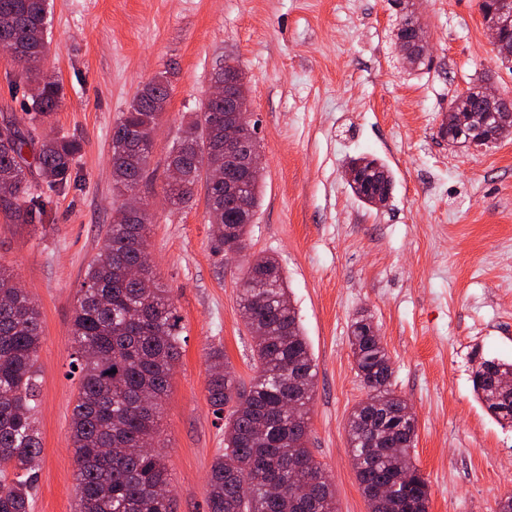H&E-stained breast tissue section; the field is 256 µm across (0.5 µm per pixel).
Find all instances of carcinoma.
<instances>
[{
    "label": "carcinoma",
    "instance_id": "cac0c4a2",
    "mask_svg": "<svg viewBox=\"0 0 512 512\" xmlns=\"http://www.w3.org/2000/svg\"><path fill=\"white\" fill-rule=\"evenodd\" d=\"M49 0H0V50L26 57L31 66L15 82L28 89L21 128L11 120L0 126V202L20 224H43L46 199L64 191L81 150L69 136L35 134L36 125L58 111L60 82L42 71L48 41ZM169 98L165 76L146 85L130 102L112 135V182L124 195L147 174L157 121ZM461 100L457 114L441 129L451 144L468 145L462 115L473 106ZM222 101L202 104L182 129L166 158L181 172L167 188L170 204H188L197 183L206 181L212 251L217 256L246 249L248 225L224 208V183L208 182L209 170L224 169ZM32 160L18 162L24 152ZM361 164L357 198L371 207L390 197L393 177L376 159ZM35 167L40 182L28 183ZM148 218L119 208L105 232L99 257L92 260L78 291L71 325L70 366L79 374L70 439L74 448L76 512H173L164 456L142 444L158 432L159 410L171 372L181 356L180 317L170 290L154 283L144 256ZM140 269L150 288L131 274ZM274 274L275 287L253 301V289H240V307L254 336L258 375L249 387L237 384L224 350L210 351L209 400L214 413H227L224 452L210 467L207 512H337L333 485L306 446L316 378L307 341L295 308L288 304L287 282L276 258L252 255L242 281L258 273ZM370 318L351 325L350 344L357 376L368 389L350 413L347 443L369 512H428L429 486L414 464L416 421L407 402L391 389L392 370ZM41 313L35 299L0 265V512H30L42 452L35 417L39 384ZM512 377V362L482 358L472 370L477 397L498 420L512 424V390L500 380ZM407 477V492L389 488L397 470ZM309 474L319 476L315 495L296 507L293 489ZM279 493L270 494V479Z\"/></svg>",
    "mask_w": 512,
    "mask_h": 512
}]
</instances>
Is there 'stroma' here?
<instances>
[{
    "instance_id": "obj_1",
    "label": "stroma",
    "mask_w": 512,
    "mask_h": 512,
    "mask_svg": "<svg viewBox=\"0 0 512 512\" xmlns=\"http://www.w3.org/2000/svg\"><path fill=\"white\" fill-rule=\"evenodd\" d=\"M428 64L394 45L392 0H50L44 68L63 85L45 131L77 138L76 185L52 195L45 226L0 205V263L39 305V477L30 512H75L69 435L78 380L69 376L77 291L122 202L112 133L137 92L166 74L139 195L147 252L170 289L186 345L161 406L173 512H207L208 474L224 448L209 402V353L220 346L241 386L257 374L239 307L244 258L214 256L205 184L187 206L166 196L165 157L198 111L224 58L245 75L263 155L248 253L273 255L316 363L307 446L329 475L337 512H369L346 423L367 397L349 336L371 316L392 389L417 425L413 461L429 512H497L512 493V427L472 389V359L512 361V135L479 150L440 135L448 105L472 84L512 98V65L495 55L479 0H418ZM382 161L394 190L364 205L344 177L354 157Z\"/></svg>"
}]
</instances>
